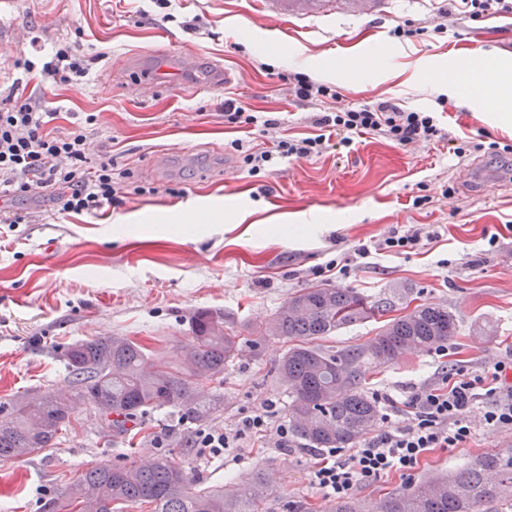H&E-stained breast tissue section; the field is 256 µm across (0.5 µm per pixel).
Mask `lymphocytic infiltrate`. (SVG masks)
<instances>
[{"label": "lymphocytic infiltrate", "instance_id": "lymphocytic-infiltrate-1", "mask_svg": "<svg viewBox=\"0 0 512 512\" xmlns=\"http://www.w3.org/2000/svg\"><path fill=\"white\" fill-rule=\"evenodd\" d=\"M512 14V0H448L439 12L451 22L464 17L474 21ZM97 56L85 54L79 46L58 45L40 62L24 61L26 72H39L43 81L72 83L84 80ZM58 112L44 101L8 93L0 104V199L31 197L33 188L46 191L51 209L64 215L94 214L109 206L123 205L129 195L127 171H116L110 156L91 158L86 140L97 117L62 131L55 124ZM312 137H278L267 147H247L232 141V150L242 153L251 171H268L281 161L322 154L332 142L351 146L355 138L375 135L400 145L429 141L439 130L428 112L406 111L382 100L344 111L323 112L313 121ZM436 230L404 226L393 229L377 248L356 245L362 259L373 250L401 254L412 250L422 239L438 238ZM274 402H266L239 418L234 431L199 430L196 447L221 455L246 434L276 433L278 447L288 445V430L274 424ZM407 423L387 422L384 428L354 449L343 461L320 459L313 478L320 489L339 499L349 497L360 485L389 473H408L418 468L426 454L436 448H457L472 437V413L481 409L486 424L512 428V353L479 372L453 369L440 383L415 388L404 403Z\"/></svg>", "mask_w": 512, "mask_h": 512}]
</instances>
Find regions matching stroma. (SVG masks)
Instances as JSON below:
<instances>
[{"label": "stroma", "mask_w": 512, "mask_h": 512, "mask_svg": "<svg viewBox=\"0 0 512 512\" xmlns=\"http://www.w3.org/2000/svg\"><path fill=\"white\" fill-rule=\"evenodd\" d=\"M442 0H378L356 12L341 0L288 5V23L267 27L266 0H10L0 28V90L21 80L26 94L59 112L70 127L86 113L98 117L92 155L108 154L131 170L145 194L90 215L33 216L0 223V410L22 398L74 387L61 356L80 339L125 336L178 362L191 341V318L217 310L233 323L241 356L205 382L201 393L224 404L207 424L235 428L240 416L265 400L277 404L276 423L288 421V393L274 373L285 340L255 339L297 290L324 284L367 295L396 293L406 301L448 307L458 333L438 349L405 352L393 364L370 369L368 395L404 401L414 387L439 382L455 365L478 368L512 351V125L476 111L466 99L474 52L512 61V15L462 19L437 30ZM171 20H164V13ZM195 19L198 33L182 23ZM420 28L400 38L399 25ZM60 42L84 53H106L81 85L44 84L22 63ZM146 53L175 65L194 54L203 69H232L236 84L208 95L186 91L192 76L171 78L152 98L140 99L132 76L112 61ZM463 66L447 81L449 58ZM344 63L342 78L322 72ZM302 73L336 90L325 102H302L284 82ZM237 98L251 112L279 119L282 133L315 134L323 107L345 110L378 99L431 112L443 136L401 146L366 135L349 147L285 161L252 174L230 144L263 143L259 127L224 122V101ZM486 144V151L453 154L449 143ZM168 162L156 166L158 154ZM218 207L220 224H176L189 206ZM430 225L440 237L411 252L353 259V247L381 242L392 227ZM497 246H489V236ZM353 260L349 275L327 271L332 259ZM449 259L441 267L440 259ZM486 326L478 334L476 326ZM474 434L457 448L436 449L412 474H389L355 491L366 502L413 489L477 456L512 448V431L473 416ZM199 424L174 408L147 412L125 434L110 431L95 409L79 405L54 447L0 462V512H42L45 500L72 487L97 464L124 466L168 455L187 476L209 486L238 487L257 470L276 476L266 512H335L337 500L313 481L314 451L277 447L275 435L246 436L223 456L194 448Z\"/></svg>", "instance_id": "35a3bbf8"}]
</instances>
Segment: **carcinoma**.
<instances>
[{
  "mask_svg": "<svg viewBox=\"0 0 512 512\" xmlns=\"http://www.w3.org/2000/svg\"><path fill=\"white\" fill-rule=\"evenodd\" d=\"M379 320L380 331L367 343L336 352L320 344L347 327ZM457 329L455 315L445 306L403 307L392 295L315 286L293 293L252 333L291 342L275 372L288 389L293 435L310 448H350L370 434L378 419V406L363 388L368 366L390 365L412 348L429 349L455 336ZM191 332V343L175 367L123 336L67 345L62 357L75 394L24 400L1 416L0 461L52 447L80 401L92 404L118 434L127 423L163 407L194 421L207 420L221 407L220 399L202 400L197 390L239 357L240 341L217 311L196 312ZM273 482L272 475L259 472L241 491L203 486L161 455L143 466L91 467L70 491L49 498L45 506L52 507L50 512H124L142 506L150 512H266ZM506 499L512 500V448L480 455L415 490L388 492L367 507L347 498L337 512H485Z\"/></svg>",
  "mask_w": 512,
  "mask_h": 512,
  "instance_id": "1",
  "label": "carcinoma"
}]
</instances>
